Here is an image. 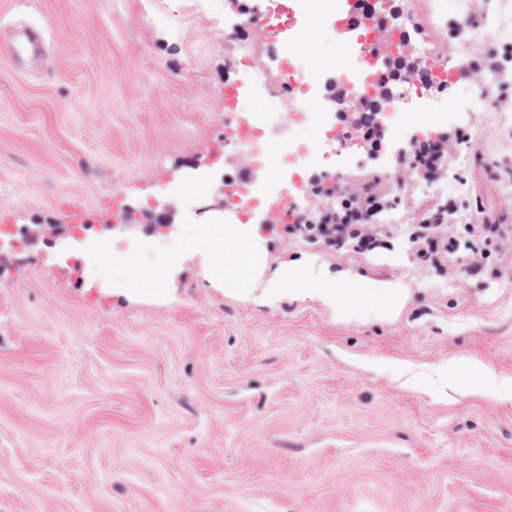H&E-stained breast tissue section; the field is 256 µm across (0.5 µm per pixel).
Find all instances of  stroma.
I'll return each mask as SVG.
<instances>
[{"label":"stroma","mask_w":512,"mask_h":512,"mask_svg":"<svg viewBox=\"0 0 512 512\" xmlns=\"http://www.w3.org/2000/svg\"><path fill=\"white\" fill-rule=\"evenodd\" d=\"M46 51L17 62L15 31ZM224 0H0V225H56L121 256L224 209ZM465 88L419 139L463 131L456 180L403 191L481 202L512 237V114ZM397 164L354 148L307 174L387 194ZM166 199L168 210L157 202ZM269 269L315 261L396 283L397 318L342 320L284 293L267 306L193 264L163 298L101 287L84 245L0 254V512H512V240L498 279L422 267L402 236L339 255L262 225ZM494 383L487 393L484 379Z\"/></svg>","instance_id":"1"}]
</instances>
